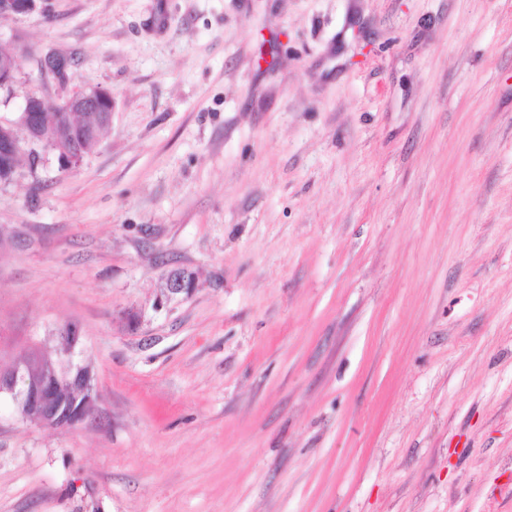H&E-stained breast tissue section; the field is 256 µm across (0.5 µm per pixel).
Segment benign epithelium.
Instances as JSON below:
<instances>
[{
    "mask_svg": "<svg viewBox=\"0 0 512 512\" xmlns=\"http://www.w3.org/2000/svg\"><path fill=\"white\" fill-rule=\"evenodd\" d=\"M41 0H0V19L16 20L33 12ZM18 47L10 41H0V90L17 94ZM40 74L65 86L72 80L70 57L49 53L40 60ZM17 121L0 123V183L14 178L15 160L25 151L31 158L37 153L31 149L40 145L57 154L63 168H71L83 160L76 146V133L88 132L82 125L68 121L52 134L42 133L40 113L47 111L51 100L40 94L25 92ZM59 111L76 116L83 112L112 116V94L103 89L77 90L57 101ZM195 278L183 273H171L165 281L167 295L190 297L196 290ZM81 345L79 328L66 325L61 346L68 361L59 363L47 354L25 355L6 369L0 370V401L11 404L16 416L34 418L53 429H71L86 418L97 399L95 377L90 367L73 362L75 350Z\"/></svg>",
    "mask_w": 512,
    "mask_h": 512,
    "instance_id": "obj_1",
    "label": "benign epithelium"
}]
</instances>
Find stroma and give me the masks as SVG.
I'll return each instance as SVG.
<instances>
[{"label": "stroma", "mask_w": 512, "mask_h": 512, "mask_svg": "<svg viewBox=\"0 0 512 512\" xmlns=\"http://www.w3.org/2000/svg\"><path fill=\"white\" fill-rule=\"evenodd\" d=\"M0 36L113 100L0 186V367L72 323L98 392L69 430L0 408V512H512V0H45ZM39 70L43 78L51 77L61 86L67 85L73 76L70 57L58 53H49L41 58ZM197 284L193 276L187 277L183 273L172 272L165 281V292L170 295L190 297L196 290Z\"/></svg>", "instance_id": "35a3bbf8"}]
</instances>
